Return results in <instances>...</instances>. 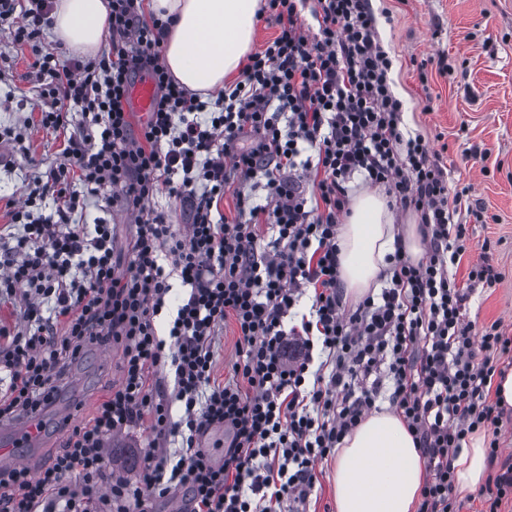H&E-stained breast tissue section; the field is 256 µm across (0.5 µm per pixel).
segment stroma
I'll return each mask as SVG.
<instances>
[{"mask_svg": "<svg viewBox=\"0 0 512 512\" xmlns=\"http://www.w3.org/2000/svg\"><path fill=\"white\" fill-rule=\"evenodd\" d=\"M379 38L398 60L393 89L403 98V119L442 151L448 184L471 186L490 220L469 227L470 258L491 241L494 288L473 295L467 317L476 326L501 322L512 335V0H371ZM28 46L0 28V125L26 124V139L0 145V234L10 235L6 203L20 200L37 169L33 160L60 163L67 133H47L39 119V81ZM68 378L79 392H61L71 424L92 416L118 384L120 354L92 347L70 363ZM144 434L112 437L109 466L136 477Z\"/></svg>", "mask_w": 512, "mask_h": 512, "instance_id": "stroma-1", "label": "stroma"}]
</instances>
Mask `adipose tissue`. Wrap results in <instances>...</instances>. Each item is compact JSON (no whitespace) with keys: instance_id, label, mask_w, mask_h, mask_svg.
<instances>
[{"instance_id":"obj_1","label":"adipose tissue","mask_w":512,"mask_h":512,"mask_svg":"<svg viewBox=\"0 0 512 512\" xmlns=\"http://www.w3.org/2000/svg\"><path fill=\"white\" fill-rule=\"evenodd\" d=\"M260 7V0H151V11L170 22L164 63L174 79L204 95L222 90L241 70ZM108 13L107 0H56L47 30L70 53L92 57L105 47ZM338 244L341 277L356 300L377 287L395 248L415 261L426 252L418 224L395 223L377 190L353 200L346 223L338 227ZM486 458L483 436L473 435L454 462L458 491H473L483 482ZM426 476V461L400 417L388 410L372 413L336 454V512H415Z\"/></svg>"}]
</instances>
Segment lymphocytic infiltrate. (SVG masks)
<instances>
[{
	"mask_svg": "<svg viewBox=\"0 0 512 512\" xmlns=\"http://www.w3.org/2000/svg\"><path fill=\"white\" fill-rule=\"evenodd\" d=\"M143 2L109 0L108 49L64 60L36 44L51 0H0V25L32 46L41 127L69 130L75 105L90 117L69 131L64 163L39 172L12 210L21 235L0 244V303L24 301L23 331L0 327L9 380L0 419L40 412L87 348L121 351L120 382L37 475L0 469V512H148L180 490L187 512H283L305 504L318 463L383 395L426 461L417 512H460L453 461L469 435L502 426L489 389L501 360L512 361V336L465 319L474 291L499 280L487 241L466 281L455 275L469 243L460 219L484 223L485 210L468 188L449 189L439 154L404 131L369 0H316L312 36L299 0H266L277 35L212 103L162 63L167 22L146 17ZM144 73L158 100L136 126L127 95ZM357 175L415 210L427 252L415 262L395 250L379 294L351 309L337 227ZM251 184L266 204L252 203ZM228 195L236 206L225 215ZM158 196L178 201L188 222L169 223L153 206ZM91 198L123 201L134 223L125 245L105 219L77 221ZM174 276L184 292L173 302ZM308 290L309 315L286 325ZM171 302L162 336L155 322ZM229 318L236 359L220 385L212 340ZM140 425L137 478L110 472L112 435ZM216 426L229 432L220 463L201 444ZM488 460L482 497L487 512H501L512 501V456L494 439Z\"/></svg>",
	"mask_w": 512,
	"mask_h": 512,
	"instance_id": "f902f5d3",
	"label": "lymphocytic infiltrate"
}]
</instances>
